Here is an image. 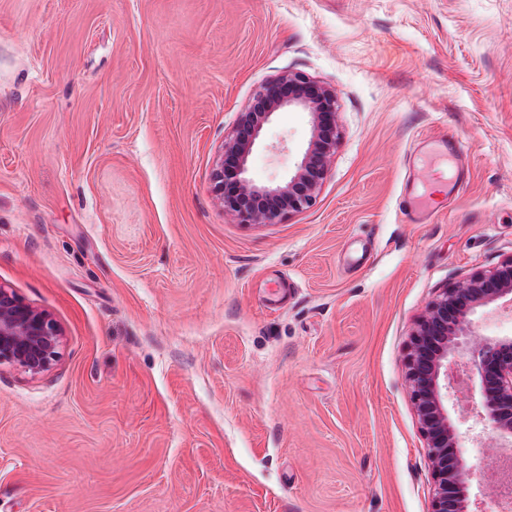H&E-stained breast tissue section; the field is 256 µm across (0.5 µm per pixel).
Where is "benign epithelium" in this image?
I'll use <instances>...</instances> for the list:
<instances>
[{
  "label": "benign epithelium",
  "mask_w": 512,
  "mask_h": 512,
  "mask_svg": "<svg viewBox=\"0 0 512 512\" xmlns=\"http://www.w3.org/2000/svg\"><path fill=\"white\" fill-rule=\"evenodd\" d=\"M282 109L310 114L311 139L288 179L258 185L247 176L249 157L264 126ZM337 110L336 90L305 74L266 81L239 113L213 173L224 214L240 224H278L312 207L336 153ZM501 301L512 304V256L442 289L411 335L406 377L432 466L430 512H474L475 483L490 508L500 507L494 484L482 480L480 466L465 451L450 403L460 383L476 390L475 423L491 428L497 447H512V336H482L474 326L479 312ZM60 338L47 313L0 285V365L40 374L57 360Z\"/></svg>",
  "instance_id": "benign-epithelium-1"
}]
</instances>
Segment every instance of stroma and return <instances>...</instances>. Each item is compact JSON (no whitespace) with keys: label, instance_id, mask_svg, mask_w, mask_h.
Returning a JSON list of instances; mask_svg holds the SVG:
<instances>
[{"label":"stroma","instance_id":"obj_1","mask_svg":"<svg viewBox=\"0 0 512 512\" xmlns=\"http://www.w3.org/2000/svg\"><path fill=\"white\" fill-rule=\"evenodd\" d=\"M335 88L315 204L225 217L212 173L271 77ZM463 185L409 223L421 137ZM310 116L249 161L291 175ZM512 256V0H0V285L61 331L0 366V512H430L405 362ZM431 147L429 157L425 161V172L429 173L433 168L441 164H448L451 151L459 149L445 137H436L425 140Z\"/></svg>","mask_w":512,"mask_h":512}]
</instances>
